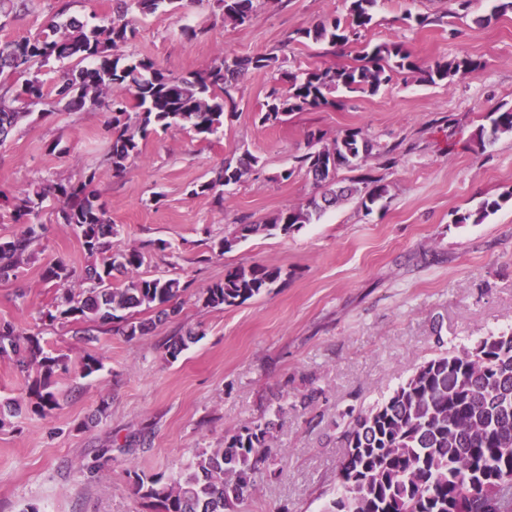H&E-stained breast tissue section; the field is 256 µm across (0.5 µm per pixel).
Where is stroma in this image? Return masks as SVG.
<instances>
[{"mask_svg": "<svg viewBox=\"0 0 512 512\" xmlns=\"http://www.w3.org/2000/svg\"><path fill=\"white\" fill-rule=\"evenodd\" d=\"M27 4L25 15L0 19V41L34 35L60 11L91 25L112 12V0ZM492 6L473 0L459 15L452 0H378L365 34L374 44L402 43L426 62L471 56L483 64L476 75L431 84L405 72L376 94L339 90L341 107L302 110L269 126L258 113L274 76L251 71L235 87L236 115L217 135L202 139L178 126L158 132L120 177L106 160L104 110L68 112L50 101L19 122L0 147V193L95 171L117 243L146 251L141 276L178 277L190 288L179 320L159 323L145 310L147 335L101 332L86 343L45 316L57 288L44 282L43 267L60 258L79 270L89 257L54 209L43 211L35 262L0 280V321L39 334L45 350L66 356L68 369L55 378L57 408L42 416L27 405L14 356L0 355V403L22 406L0 421V512H155L136 495L135 474L178 470L280 400L290 408L273 431L275 459L243 512H321L336 492L348 411L387 397L440 347L471 349L512 329V202L484 223L455 221L512 190V136L483 150L472 144L492 107L512 106V12L495 16ZM346 12V0H259L252 23L240 27L225 21L216 0H186L175 14L129 13L136 36L124 51L177 75L227 51L273 53L297 72L347 67L361 44L290 39ZM410 12L433 22L407 24ZM185 27L205 34L186 39ZM347 128L398 147L395 162L372 157L364 166L388 184L383 203L367 212L343 201L300 230L215 253L228 225L259 223L306 202L311 179L284 180L281 171L309 134L327 146ZM247 153L259 169L223 206L193 195L226 157ZM253 263L281 268V285L237 306L198 303V292L223 281L226 268ZM197 327L198 341L170 356L168 339ZM90 354L102 368L84 378Z\"/></svg>", "mask_w": 512, "mask_h": 512, "instance_id": "obj_1", "label": "stroma"}]
</instances>
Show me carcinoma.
Returning <instances> with one entry per match:
<instances>
[{
  "label": "carcinoma",
  "mask_w": 512,
  "mask_h": 512,
  "mask_svg": "<svg viewBox=\"0 0 512 512\" xmlns=\"http://www.w3.org/2000/svg\"><path fill=\"white\" fill-rule=\"evenodd\" d=\"M224 19L244 26L252 22L254 0H218ZM347 16L325 19L295 32L293 40L332 45L357 42L373 22L378 0H347ZM182 0H113V12L101 23L87 27L77 19L50 22L32 37L0 42V74L17 75L23 81L0 93V147L10 138L19 119L46 104L45 82L32 71L50 61L62 64L53 91L70 112L99 107L111 114L106 132L107 160L120 176L141 158V141L149 132L173 125L204 138L233 115L236 81L252 70H270L284 80L283 90L272 87L264 124L278 125L288 116L308 108L341 104L331 97L339 89L375 93L401 72H418L435 84L457 76L473 75L482 63L469 57L435 61L425 67L398 42L363 49L359 63L342 68H312L299 74L283 70L279 57L256 54L239 57L224 53L203 69L174 75L147 56L122 51L135 36L126 21L131 11L147 16L172 12ZM490 131L480 128L477 145L486 148L501 134L512 135V106L500 105L489 112ZM309 135L307 150L295 156V165L283 171L287 180L303 170L319 196L279 211L263 224H235L219 243L224 251L252 236L288 233L320 219L342 198L356 193L362 208L370 212L388 193V185L368 175L363 187L340 186L341 169H357L375 155L388 156L396 147H385L359 129H347L329 146ZM259 166L255 156L228 158L213 176L197 185L192 194H208L224 205L228 188ZM96 172L72 183L44 182L18 196H4L0 209L10 211L20 230L0 240V280L17 277L19 269L34 257L39 240V218L46 203L56 204L57 222L72 228L85 253L95 261L86 265L83 288H67L73 271L63 261L48 263L42 278L61 288L46 316L52 322L83 327L84 338L97 340L93 330L134 338L149 330L135 320L139 310L157 311L161 321H175L181 309L177 299L188 285L178 278L142 277L145 264L140 248L112 245L117 235L100 195L92 189ZM512 199V192L483 200L475 209L460 214L457 224H481ZM134 277L125 288H116L112 272ZM282 271L263 264L235 266L224 280L198 294L205 308L235 306L279 286ZM12 353L20 372L28 379V393L36 399L35 412L54 410L57 399L52 378L67 370L66 358L44 351L40 337L0 323V354ZM275 423L270 419L246 425L224 437V447L205 448L171 476L135 474L136 492L156 502L161 512H237L250 498L255 476L272 457L270 441ZM347 451L337 473L336 496L323 512H512V331L493 333L471 350H445L420 363L386 398L351 417L343 434Z\"/></svg>",
  "instance_id": "obj_1"
}]
</instances>
